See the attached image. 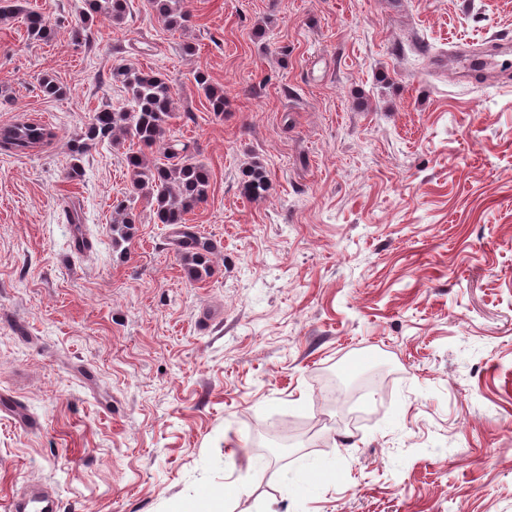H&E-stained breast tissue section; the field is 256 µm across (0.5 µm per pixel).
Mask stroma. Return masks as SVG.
Segmentation results:
<instances>
[{
    "mask_svg": "<svg viewBox=\"0 0 512 512\" xmlns=\"http://www.w3.org/2000/svg\"><path fill=\"white\" fill-rule=\"evenodd\" d=\"M189 8L170 31L130 0L86 46L0 23V126L57 133L0 151V504L43 484L61 512H512V76L453 61L494 38L512 61V0ZM119 63L168 80L167 134L210 172L187 216L216 246L204 280L124 149L69 174L70 140L127 98ZM255 161L259 201L240 191ZM304 426L262 464L256 433ZM55 138L51 127L38 121H18L0 126V150L27 154L50 144ZM116 216L113 219L112 234L117 235L123 241H129L132 239L133 225L136 222L134 214L131 212V208L123 205L122 203L115 206Z\"/></svg>",
    "mask_w": 512,
    "mask_h": 512,
    "instance_id": "35a3bbf8",
    "label": "stroma"
}]
</instances>
